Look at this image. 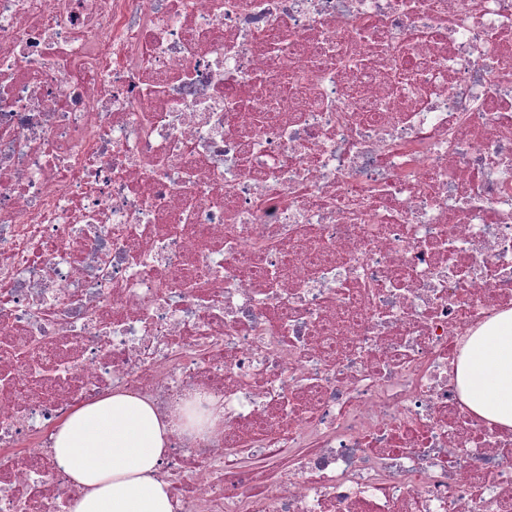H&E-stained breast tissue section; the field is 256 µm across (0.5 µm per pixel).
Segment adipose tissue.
<instances>
[{
  "instance_id": "obj_1",
  "label": "adipose tissue",
  "mask_w": 512,
  "mask_h": 512,
  "mask_svg": "<svg viewBox=\"0 0 512 512\" xmlns=\"http://www.w3.org/2000/svg\"><path fill=\"white\" fill-rule=\"evenodd\" d=\"M456 381L475 414L512 430V309L467 340ZM174 428L169 415L127 389L75 406L50 444L76 489L70 512H174L171 486L159 476Z\"/></svg>"
}]
</instances>
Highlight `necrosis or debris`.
<instances>
[{
    "instance_id": "1",
    "label": "necrosis or debris",
    "mask_w": 512,
    "mask_h": 512,
    "mask_svg": "<svg viewBox=\"0 0 512 512\" xmlns=\"http://www.w3.org/2000/svg\"><path fill=\"white\" fill-rule=\"evenodd\" d=\"M507 309L512 0H0V512L119 387L224 405L177 512H512ZM456 381L475 414L512 430V309L493 314L467 340Z\"/></svg>"
}]
</instances>
